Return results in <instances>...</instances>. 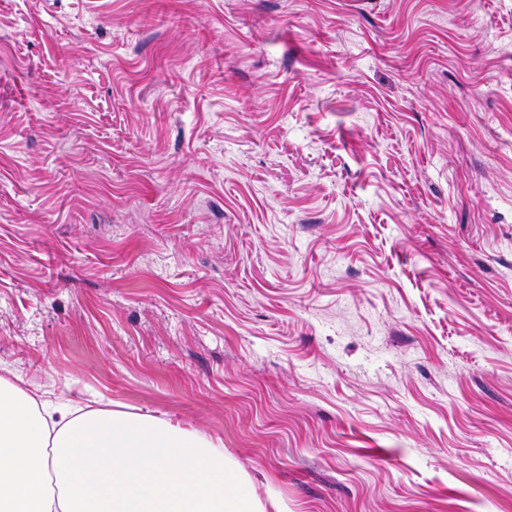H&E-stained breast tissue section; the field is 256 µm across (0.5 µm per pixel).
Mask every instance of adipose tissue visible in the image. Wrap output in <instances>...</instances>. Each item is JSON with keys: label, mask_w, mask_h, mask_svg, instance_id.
Listing matches in <instances>:
<instances>
[{"label": "adipose tissue", "mask_w": 512, "mask_h": 512, "mask_svg": "<svg viewBox=\"0 0 512 512\" xmlns=\"http://www.w3.org/2000/svg\"><path fill=\"white\" fill-rule=\"evenodd\" d=\"M0 512H287L204 434L54 405L0 376Z\"/></svg>", "instance_id": "1"}]
</instances>
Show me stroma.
<instances>
[{"mask_svg": "<svg viewBox=\"0 0 512 512\" xmlns=\"http://www.w3.org/2000/svg\"><path fill=\"white\" fill-rule=\"evenodd\" d=\"M8 373L288 512H512V0H0Z\"/></svg>", "mask_w": 512, "mask_h": 512, "instance_id": "35a3bbf8", "label": "stroma"}]
</instances>
